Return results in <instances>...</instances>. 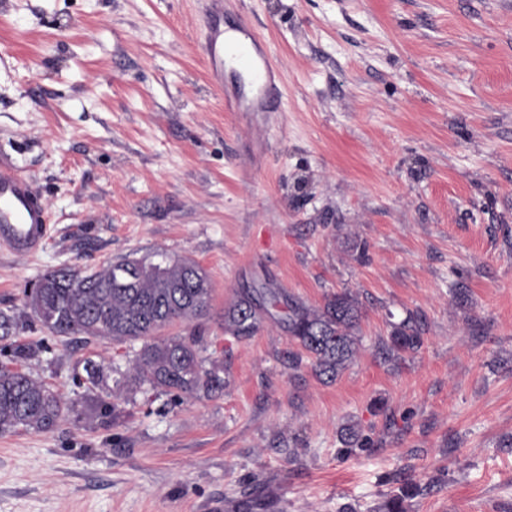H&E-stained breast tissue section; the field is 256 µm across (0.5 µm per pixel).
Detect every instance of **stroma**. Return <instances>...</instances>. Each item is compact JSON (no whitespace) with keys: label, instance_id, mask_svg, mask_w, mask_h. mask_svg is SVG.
<instances>
[{"label":"stroma","instance_id":"obj_1","mask_svg":"<svg viewBox=\"0 0 512 512\" xmlns=\"http://www.w3.org/2000/svg\"><path fill=\"white\" fill-rule=\"evenodd\" d=\"M282 71V109L228 112L201 0H0V160L33 182L53 235L0 253V312L46 271L157 252L208 274L199 336L224 394L147 391L113 421L63 411L0 434V512H512V0H235ZM363 307L332 382L288 368L286 306L224 330L245 287ZM420 322L398 361L392 324ZM23 368L80 400L84 359L35 319ZM359 423L369 450L342 455ZM422 491V486L408 478L400 484L398 493L392 494L380 504L379 512H405L403 503L406 499L418 495Z\"/></svg>","mask_w":512,"mask_h":512}]
</instances>
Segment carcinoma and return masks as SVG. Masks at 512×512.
I'll use <instances>...</instances> for the list:
<instances>
[{"label": "carcinoma", "instance_id": "1", "mask_svg": "<svg viewBox=\"0 0 512 512\" xmlns=\"http://www.w3.org/2000/svg\"><path fill=\"white\" fill-rule=\"evenodd\" d=\"M212 300L213 288L202 268L190 259L163 254L158 263L125 257L88 274L69 268L48 271L38 279L36 291L26 295L25 307L54 336H80L117 346L141 342L123 372L92 360L84 364L89 393L82 404L69 406L74 412L81 406L87 417L103 421L116 417L114 400L127 401L147 388L188 397L200 390L211 396L224 392L221 364L214 360L205 367L201 337L158 336L176 323L202 320ZM262 313L254 296H241L224 310V331L239 340L249 339L258 330ZM361 319L358 300L344 290L320 309H292L288 331L311 360L315 375L333 380L355 358ZM421 345L418 328L404 320L392 328L387 355L400 359ZM32 354L30 347L16 345L9 362L0 363L1 433L49 431L67 406L61 393L11 366L26 362ZM341 437L347 452L367 445L356 424L345 425ZM421 491L422 486L408 478L380 504L379 512H404V501Z\"/></svg>", "mask_w": 512, "mask_h": 512}]
</instances>
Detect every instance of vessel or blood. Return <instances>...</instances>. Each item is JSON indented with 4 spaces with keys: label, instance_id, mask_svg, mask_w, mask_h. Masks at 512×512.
Returning a JSON list of instances; mask_svg holds the SVG:
<instances>
[{
    "label": "vessel or blood",
    "instance_id": "obj_1",
    "mask_svg": "<svg viewBox=\"0 0 512 512\" xmlns=\"http://www.w3.org/2000/svg\"><path fill=\"white\" fill-rule=\"evenodd\" d=\"M225 0H204L203 55L224 92L229 112H277L282 93L265 41L255 31L224 23ZM50 214L29 178L0 163V249L24 258L42 249L50 236Z\"/></svg>",
    "mask_w": 512,
    "mask_h": 512
}]
</instances>
